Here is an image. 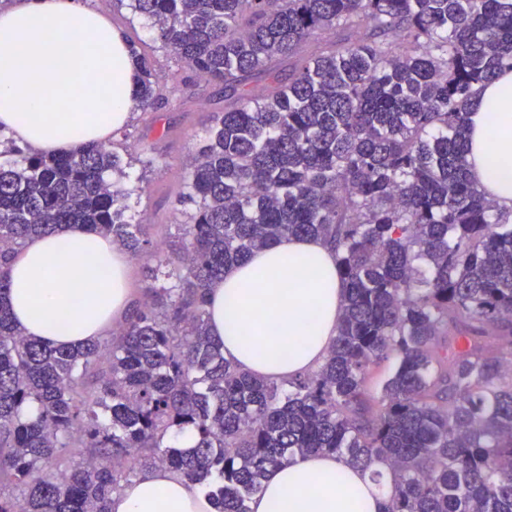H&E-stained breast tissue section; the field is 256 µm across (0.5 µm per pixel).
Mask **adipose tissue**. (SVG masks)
<instances>
[{
	"mask_svg": "<svg viewBox=\"0 0 512 512\" xmlns=\"http://www.w3.org/2000/svg\"><path fill=\"white\" fill-rule=\"evenodd\" d=\"M133 74L121 32L81 0H13L0 8V132L35 153L111 139L129 118ZM468 144L472 180L511 210L512 70L480 89ZM7 267L14 322L54 347L98 339L130 304L128 255L80 225L27 239ZM343 291L323 241L285 238L210 288L209 330L223 343L225 359L284 383L323 363ZM388 492V479L320 454L274 471L248 506L250 512H383ZM112 512H210V506L161 468L114 496Z\"/></svg>",
	"mask_w": 512,
	"mask_h": 512,
	"instance_id": "ef3b65f1",
	"label": "adipose tissue"
}]
</instances>
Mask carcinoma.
<instances>
[{"mask_svg": "<svg viewBox=\"0 0 512 512\" xmlns=\"http://www.w3.org/2000/svg\"><path fill=\"white\" fill-rule=\"evenodd\" d=\"M126 6L239 105L196 151L169 248L126 218L134 189L106 143L0 166V512H112L158 467L213 512H249L270 473L310 454L376 479L386 465L385 512H512V211L472 181L466 141L479 87L512 70V0ZM130 53L146 111L162 79ZM276 58L288 75L252 94ZM67 224L158 260L149 303L64 349L24 335L4 296L10 254ZM304 236L336 251L345 294L323 364L284 386L224 359L206 301L229 267ZM392 356L368 397L370 367ZM66 448L89 455L74 465Z\"/></svg>", "mask_w": 512, "mask_h": 512, "instance_id": "carcinoma-1", "label": "carcinoma"}]
</instances>
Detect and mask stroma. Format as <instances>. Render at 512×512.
<instances>
[{
  "label": "stroma",
  "mask_w": 512,
  "mask_h": 512,
  "mask_svg": "<svg viewBox=\"0 0 512 512\" xmlns=\"http://www.w3.org/2000/svg\"><path fill=\"white\" fill-rule=\"evenodd\" d=\"M88 9L107 17L125 38L137 43L164 78L163 97L154 108L133 111L127 125L112 137L116 151L130 161L129 181L140 188L136 208L154 243L174 240L186 220L179 202L192 152L206 137L220 112L234 106L223 86L195 76L172 53L162 49L145 19L131 15L123 0H84Z\"/></svg>",
  "instance_id": "35a3bbf8"
}]
</instances>
